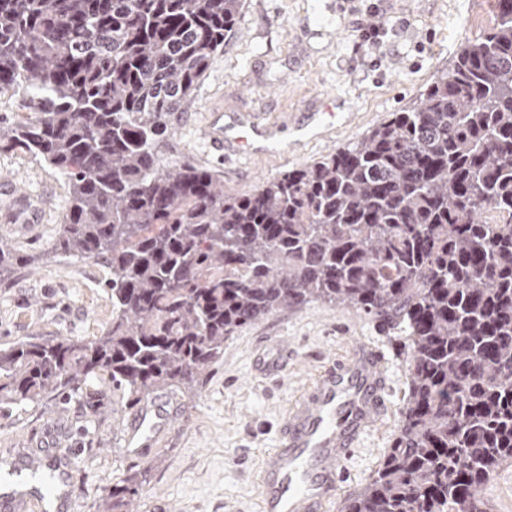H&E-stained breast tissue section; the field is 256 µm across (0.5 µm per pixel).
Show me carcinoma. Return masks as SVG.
<instances>
[{"mask_svg":"<svg viewBox=\"0 0 512 512\" xmlns=\"http://www.w3.org/2000/svg\"><path fill=\"white\" fill-rule=\"evenodd\" d=\"M413 104L357 143L248 194L158 143L242 0H0L4 144L69 184L52 252L104 258L112 320L92 339L0 347V403L107 380L138 403L193 387L224 339L312 301L408 337L409 394L373 479L342 512H476L512 462V0ZM25 260L0 241V281ZM141 473L98 512H129ZM31 114L22 107V103H18L11 94L0 96V136L6 134L11 128L15 120L20 116Z\"/></svg>","mask_w":512,"mask_h":512,"instance_id":"1","label":"carcinoma"}]
</instances>
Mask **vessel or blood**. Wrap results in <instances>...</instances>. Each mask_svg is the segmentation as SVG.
Here are the masks:
<instances>
[{"label":"vessel or blood","instance_id":"b4317fda","mask_svg":"<svg viewBox=\"0 0 512 512\" xmlns=\"http://www.w3.org/2000/svg\"><path fill=\"white\" fill-rule=\"evenodd\" d=\"M272 138L257 124L239 125L236 150L253 152ZM384 355L355 344L346 358L326 367L289 408L279 431L280 444L260 462L258 512H325L344 476L354 448L383 419L389 385ZM170 395L146 401L125 427L128 454L158 448L172 412Z\"/></svg>","mask_w":512,"mask_h":512}]
</instances>
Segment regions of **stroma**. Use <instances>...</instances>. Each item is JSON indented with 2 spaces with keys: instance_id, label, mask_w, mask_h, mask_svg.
<instances>
[{
  "instance_id": "stroma-1",
  "label": "stroma",
  "mask_w": 512,
  "mask_h": 512,
  "mask_svg": "<svg viewBox=\"0 0 512 512\" xmlns=\"http://www.w3.org/2000/svg\"><path fill=\"white\" fill-rule=\"evenodd\" d=\"M387 33L374 43L357 30L369 5ZM497 0H245L237 22L184 111L158 146L162 164L209 166L225 190L248 192L292 168L358 141L412 105L420 90L452 64L465 43L493 27ZM225 122L253 116L275 126L267 150L219 156L201 137L214 113ZM333 124L304 132L311 114ZM69 189L39 158L0 150V240L30 265L0 282V344L28 336L92 338L112 319L106 262L63 259L51 251ZM356 343L389 360L384 419L350 460L334 504L370 482L395 438L410 383L406 338L346 305L314 301L274 313L224 341V356L202 383L174 394V417L160 448L130 456L123 427L136 407L111 385L91 382L82 393L23 406L0 405V468L39 458L69 473L55 512H97L129 471L146 479L134 512H256L258 466L278 444L292 402L331 362ZM282 351V367L260 371L263 350ZM483 512H512V463L481 492Z\"/></svg>"
}]
</instances>
